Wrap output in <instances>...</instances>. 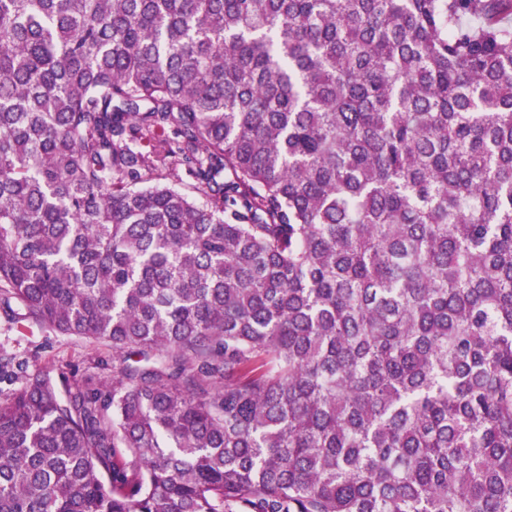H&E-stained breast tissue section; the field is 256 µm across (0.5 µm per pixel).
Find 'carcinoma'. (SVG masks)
<instances>
[{"label": "carcinoma", "mask_w": 512, "mask_h": 512, "mask_svg": "<svg viewBox=\"0 0 512 512\" xmlns=\"http://www.w3.org/2000/svg\"><path fill=\"white\" fill-rule=\"evenodd\" d=\"M0 314V512H512V0H0ZM1 352L15 359L13 380L0 376V389L3 391L18 388L24 372L44 368L112 377V347L63 336L38 325L9 326L0 320Z\"/></svg>", "instance_id": "1"}]
</instances>
